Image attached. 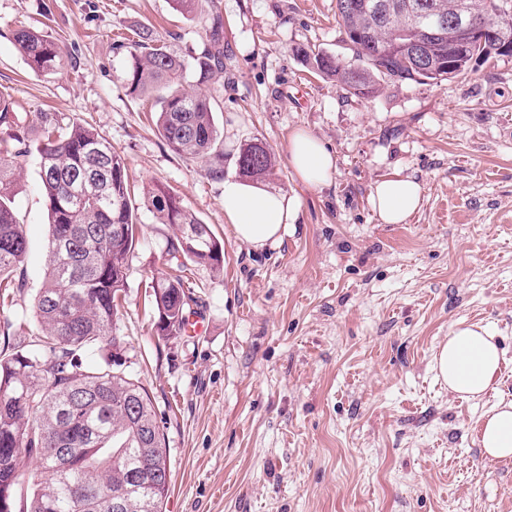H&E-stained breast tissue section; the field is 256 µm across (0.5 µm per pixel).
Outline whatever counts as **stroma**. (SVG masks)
I'll list each match as a JSON object with an SVG mask.
<instances>
[{"label": "stroma", "instance_id": "35a3bbf8", "mask_svg": "<svg viewBox=\"0 0 512 512\" xmlns=\"http://www.w3.org/2000/svg\"><path fill=\"white\" fill-rule=\"evenodd\" d=\"M335 12L336 0H216L194 18L170 0H0V92L15 111L95 127L125 158L136 199L157 183L174 189L223 247V270L188 273L204 332L164 340L145 284L165 273L180 227L138 210L119 330L126 372L166 420V512H512V458L479 446L481 415L512 400V59L359 100L296 53L342 52ZM213 16L226 51L209 87L224 171L261 140L275 162L267 187L297 204L287 233L261 250L225 220L217 179L165 145L155 97L123 83L130 58L118 41L147 27L184 55ZM21 27L71 63L32 70L12 39ZM299 129L335 157L326 186L291 169ZM395 171L423 190L406 224L381 223L370 204ZM39 182L28 158L13 198L26 289L0 310L14 335L35 326L46 270ZM460 322L494 332L503 351L496 391L478 400L449 393L432 368Z\"/></svg>", "mask_w": 512, "mask_h": 512}]
</instances>
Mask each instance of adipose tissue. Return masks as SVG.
Masks as SVG:
<instances>
[{"label": "adipose tissue", "mask_w": 512, "mask_h": 512, "mask_svg": "<svg viewBox=\"0 0 512 512\" xmlns=\"http://www.w3.org/2000/svg\"><path fill=\"white\" fill-rule=\"evenodd\" d=\"M289 160L297 177L312 187L329 184L335 171L333 153L310 132H295ZM224 217L236 237L256 249L277 242L296 215L287 195L259 184L228 176L222 182ZM423 202L418 181L397 174L377 181L371 205L385 224H404ZM502 355L494 335L481 327L457 325L434 355V369L449 391L467 398L494 390ZM480 446L485 456L512 457V401L496 403L482 417Z\"/></svg>", "instance_id": "1"}]
</instances>
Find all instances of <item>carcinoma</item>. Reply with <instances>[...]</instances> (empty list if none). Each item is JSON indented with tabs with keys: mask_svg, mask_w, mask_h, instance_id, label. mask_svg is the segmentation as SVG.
<instances>
[{
	"mask_svg": "<svg viewBox=\"0 0 512 512\" xmlns=\"http://www.w3.org/2000/svg\"><path fill=\"white\" fill-rule=\"evenodd\" d=\"M499 32L498 43L460 44L449 25L423 48L419 64L411 47L420 35L410 7L424 6L450 18L458 2ZM182 15L203 11L208 0H170ZM336 22L348 44L336 55L303 47L298 52L318 76L342 84L353 97L370 100L383 86L464 76L473 63L512 57V0H336ZM394 40L401 47L376 59L363 54L366 39ZM14 44L30 68L50 71L71 60L58 43L20 28ZM132 66L125 81L133 91L157 93L156 127L176 154L202 163L206 174L224 178V144L207 92L224 73V32L212 19L203 46L181 56L146 28L138 40L120 44ZM29 115L0 94V306H12L25 288L27 240L11 206L20 161L36 156L40 189L48 207V263L32 298L39 333L0 348V512H164L169 468L164 421L148 390L122 371L124 338L117 335L128 288L129 260L138 242L137 207L126 159L89 124L39 113V139L28 137ZM238 174L262 182L273 174L271 153L254 141L236 158ZM147 202L161 224L181 233L203 225L180 195L164 185ZM173 272L151 281V297L163 339L183 335L191 311L185 290L187 262L220 269L224 252L212 230L183 246L167 241ZM98 359L90 361L87 355ZM42 473L22 481L24 460Z\"/></svg>",
	"mask_w": 512,
	"mask_h": 512,
	"instance_id": "1",
	"label": "carcinoma"
}]
</instances>
